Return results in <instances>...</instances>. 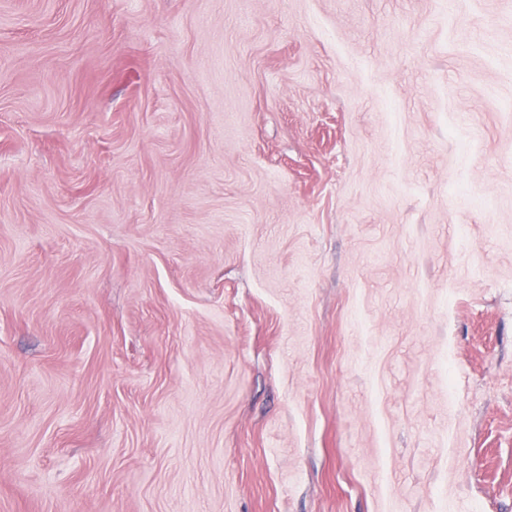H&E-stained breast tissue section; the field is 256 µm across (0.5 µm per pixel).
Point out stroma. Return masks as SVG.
<instances>
[{
	"label": "stroma",
	"mask_w": 512,
	"mask_h": 512,
	"mask_svg": "<svg viewBox=\"0 0 512 512\" xmlns=\"http://www.w3.org/2000/svg\"><path fill=\"white\" fill-rule=\"evenodd\" d=\"M512 512V0H0V512Z\"/></svg>",
	"instance_id": "35a3bbf8"
}]
</instances>
